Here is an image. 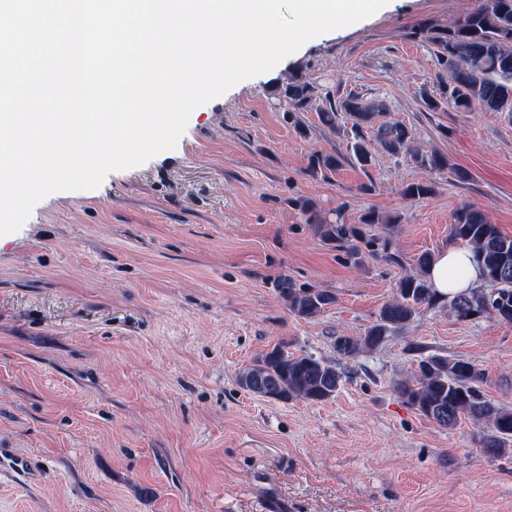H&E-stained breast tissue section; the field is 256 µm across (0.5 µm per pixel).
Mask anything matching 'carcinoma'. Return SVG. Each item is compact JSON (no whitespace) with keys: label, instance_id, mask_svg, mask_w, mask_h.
Returning <instances> with one entry per match:
<instances>
[{"label":"carcinoma","instance_id":"obj_1","mask_svg":"<svg viewBox=\"0 0 512 512\" xmlns=\"http://www.w3.org/2000/svg\"><path fill=\"white\" fill-rule=\"evenodd\" d=\"M413 36L430 46L446 74L438 84V94L427 90L420 94L426 111L448 108L468 112L477 106L485 112L512 116V0H481L455 22L425 25ZM272 94L289 112H304L321 97L316 87L299 75L276 87ZM321 98L325 100L319 109L322 124L336 127L342 112L352 120L347 152L349 161L361 168L374 165L372 139L390 154H409L417 165L430 171L448 167V160L442 155L411 149L412 135L404 124L379 121L386 111L385 103L366 101L357 94L335 99L327 93ZM340 161L338 154L318 153L312 156L309 168L314 175L326 176L336 171ZM434 192L430 180L409 182L401 190L409 201L427 198ZM293 205L317 236L332 248L345 250L351 263L360 264L365 250L388 262H399L388 235L393 228L390 219L367 211L359 217V223L344 224L339 214L334 220L321 215L310 199H297ZM375 225L379 232L367 234L366 227ZM451 233L454 240L471 247L484 279V286L461 292L450 300L453 314L460 320L487 316L512 323V237L502 235L474 203L455 212ZM433 262V254H420L414 268L399 279L395 295L383 304L375 324L363 336L336 337V353L352 360L364 351L374 350L389 335L404 329L420 309L447 301L427 280ZM276 288L289 312L302 319L314 318L336 302L332 293L298 285L288 277L278 280ZM346 377V369L338 364L311 355H291L285 346L277 345L255 358L240 373L238 382L244 390L272 401L312 403L332 398ZM481 380L482 373L472 362L429 355L418 361L412 378L396 383V391L421 415L443 428L454 427L463 417L484 425L487 433L483 451L496 456L506 452L512 442V409L487 399L479 387Z\"/></svg>","mask_w":512,"mask_h":512}]
</instances>
